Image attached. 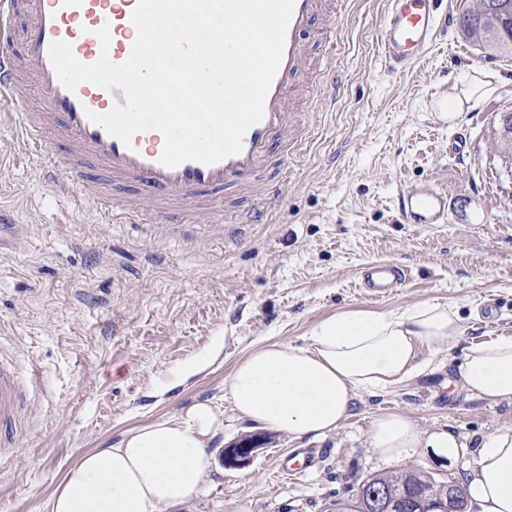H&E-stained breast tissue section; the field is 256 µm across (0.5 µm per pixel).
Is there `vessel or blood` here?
<instances>
[{"mask_svg": "<svg viewBox=\"0 0 512 512\" xmlns=\"http://www.w3.org/2000/svg\"><path fill=\"white\" fill-rule=\"evenodd\" d=\"M435 3L390 0L380 44L391 70L404 71L421 59L440 23ZM137 4L138 0H0V42L15 46L14 51L0 53V112L20 110L19 147L31 153L38 169L62 191L94 180L92 199L108 222L152 221L175 228L196 202L211 216L231 210L237 223H261L263 203L280 198L281 186L266 183L254 197L252 182L272 147L295 134L287 89L301 69L302 37L317 13L330 11L331 0H295L264 116L244 133L241 152L213 165L186 161L173 168L159 161L164 146L160 132L137 133L127 146L88 119V112L105 113L113 104H125L121 89L108 91L83 83L67 90L49 58L51 43L65 41L82 63H94L104 53L112 62L125 61L137 35L131 21ZM103 27L111 36L106 49L97 36ZM35 87L45 94L47 104L39 112L24 111ZM395 204L405 224H438L447 211L443 195L428 185L400 191ZM24 233V225L0 207V253L15 249ZM405 278L406 271L399 266L376 265L361 286L368 296L379 299ZM40 385L38 369L23 375L0 359V452L16 447L18 423L36 401Z\"/></svg>", "mask_w": 512, "mask_h": 512, "instance_id": "obj_1", "label": "vessel or blood"}]
</instances>
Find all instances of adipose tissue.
I'll return each instance as SVG.
<instances>
[{
    "label": "adipose tissue",
    "instance_id": "1",
    "mask_svg": "<svg viewBox=\"0 0 512 512\" xmlns=\"http://www.w3.org/2000/svg\"><path fill=\"white\" fill-rule=\"evenodd\" d=\"M461 329L456 307L428 303L401 313L348 311L317 322L305 344L259 345L241 357L225 382L233 416L290 440L337 433L360 393H380L419 372L423 345H447ZM454 387L487 404L512 401V337L470 344L456 364ZM224 429L212 403L128 432L118 447L83 454L65 473L49 512H175L202 493L215 465L211 448ZM369 441L397 461L418 448L459 455L463 444L445 429H421L409 416H375ZM472 512H512V426L478 444L463 469Z\"/></svg>",
    "mask_w": 512,
    "mask_h": 512
}]
</instances>
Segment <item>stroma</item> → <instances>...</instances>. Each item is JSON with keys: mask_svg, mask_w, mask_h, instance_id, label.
Masks as SVG:
<instances>
[{"mask_svg": "<svg viewBox=\"0 0 512 512\" xmlns=\"http://www.w3.org/2000/svg\"><path fill=\"white\" fill-rule=\"evenodd\" d=\"M304 35L306 69L289 88L303 101L301 150L278 149L259 182L284 196L263 223L228 245L220 227L105 223L94 204L57 192L0 122V205L28 224L0 257V357L45 377L19 448L0 456V512H47L67 468L116 446L131 429L199 401L225 410L218 441L251 439L242 469L216 466L206 492L178 512H346L359 479L404 463L371 448L374 416L402 412L424 429L466 441L447 476L458 481L479 441L512 426V403L490 406L447 381L474 341L512 336V161L498 149L512 113V54H489L456 23L477 0H437L451 17L408 71L386 65L379 38L389 0H333ZM337 81L332 103L319 90ZM461 103L448 118L443 103ZM430 182L448 198L443 224H404L398 191ZM408 277L380 301L360 282L371 264ZM454 304L456 340L423 346L424 371L407 385L361 394L334 436L292 442L229 417L225 380L266 340L303 344L318 321L344 311L400 312ZM313 452L300 477L278 478L279 455Z\"/></svg>", "mask_w": 512, "mask_h": 512, "instance_id": "1", "label": "stroma"}]
</instances>
